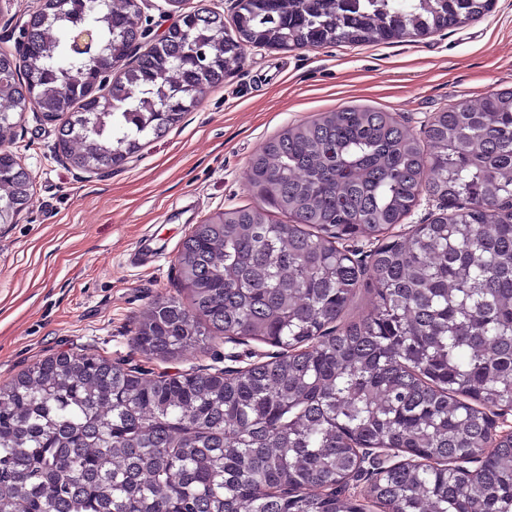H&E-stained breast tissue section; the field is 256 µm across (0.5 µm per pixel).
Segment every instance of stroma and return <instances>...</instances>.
<instances>
[{
    "label": "stroma",
    "instance_id": "35a3bbf8",
    "mask_svg": "<svg viewBox=\"0 0 512 512\" xmlns=\"http://www.w3.org/2000/svg\"><path fill=\"white\" fill-rule=\"evenodd\" d=\"M39 0H0V50ZM245 64L163 139L119 167L87 174L56 162V127L26 112L9 145L34 190L0 224V384L44 357L87 349L155 373L267 360L271 346L216 339L174 361L135 350L133 324L159 296L186 299L174 267L191 226L256 205L251 157L292 123L345 106L376 108L420 132L435 112L512 87V0L463 28L416 42L277 51Z\"/></svg>",
    "mask_w": 512,
    "mask_h": 512
}]
</instances>
